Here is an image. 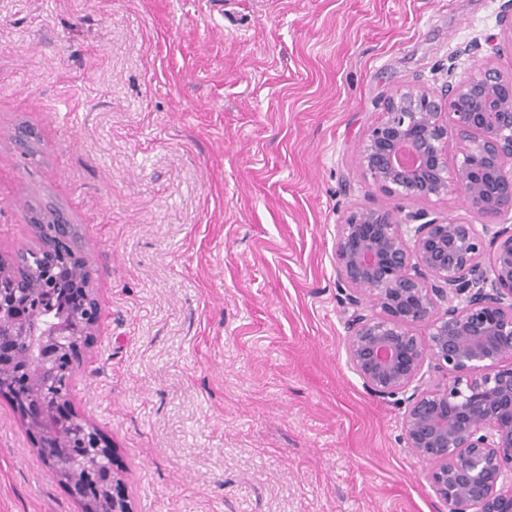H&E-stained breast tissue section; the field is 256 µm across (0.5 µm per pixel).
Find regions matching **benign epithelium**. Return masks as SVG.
<instances>
[{
    "label": "benign epithelium",
    "mask_w": 512,
    "mask_h": 512,
    "mask_svg": "<svg viewBox=\"0 0 512 512\" xmlns=\"http://www.w3.org/2000/svg\"><path fill=\"white\" fill-rule=\"evenodd\" d=\"M499 33L448 58L436 92L419 81L384 103L365 134L358 163L371 186L393 200L358 204L336 225V277L345 288L347 359L364 389L380 398L406 392L424 369L447 382L415 391L402 418L406 447L429 464L427 480L448 512H512V74L495 63L512 47V0H502ZM36 133L20 124L27 152ZM412 154L411 167L400 151ZM463 197L480 224L423 204ZM420 204L411 208L407 203ZM35 251L82 253L61 210L30 215ZM94 289L59 281L40 288L0 265V394L26 354L27 396L13 401L49 466L83 512H133L115 449L65 395L40 385L67 355L75 368L94 345L100 318L73 326L65 316L33 323L47 300L83 309ZM427 327L425 337L414 333Z\"/></svg>",
    "instance_id": "7a95c632"
}]
</instances>
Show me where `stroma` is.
Listing matches in <instances>:
<instances>
[{"mask_svg":"<svg viewBox=\"0 0 512 512\" xmlns=\"http://www.w3.org/2000/svg\"><path fill=\"white\" fill-rule=\"evenodd\" d=\"M499 0H0V254L38 196L101 306L73 408L134 512H448L346 354L336 226L388 97ZM37 156L13 142L17 125ZM0 512H82L0 395Z\"/></svg>","mask_w":512,"mask_h":512,"instance_id":"obj_1","label":"stroma"}]
</instances>
